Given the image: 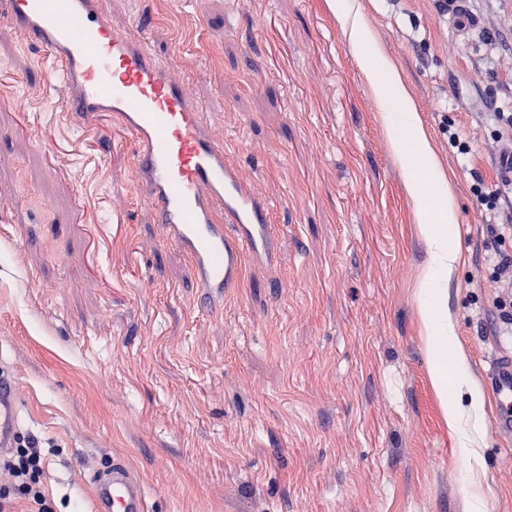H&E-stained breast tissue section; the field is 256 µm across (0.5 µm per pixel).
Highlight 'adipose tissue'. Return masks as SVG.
<instances>
[{"label":"adipose tissue","mask_w":512,"mask_h":512,"mask_svg":"<svg viewBox=\"0 0 512 512\" xmlns=\"http://www.w3.org/2000/svg\"><path fill=\"white\" fill-rule=\"evenodd\" d=\"M328 7L348 32L350 48L389 121L390 149L406 173V188L421 205L417 231L428 260L417 278L415 299L430 348V383L440 399L444 425L454 436L460 456L477 463L481 460L479 445L483 439V396L477 387L467 386L468 404L463 407L448 393L449 368L461 373L466 364L464 354L455 347V327L441 304L448 276L459 259L454 194L405 86L393 67L372 50L367 24L355 0H328Z\"/></svg>","instance_id":"1"}]
</instances>
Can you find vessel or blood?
<instances>
[{
	"instance_id": "b4317fda",
	"label": "vessel or blood",
	"mask_w": 512,
	"mask_h": 512,
	"mask_svg": "<svg viewBox=\"0 0 512 512\" xmlns=\"http://www.w3.org/2000/svg\"><path fill=\"white\" fill-rule=\"evenodd\" d=\"M0 11L51 57L50 77L68 90L63 109L81 116L82 132L108 112L130 136L162 239L186 256L206 310L223 307L247 261L274 263L271 203L226 163L224 144L200 106L170 78L144 36L113 30L105 0H0ZM487 383L497 433L512 438V353L490 360ZM20 426L15 382L1 370L0 452L14 446ZM94 498L96 512H147L141 482L118 461L95 473Z\"/></svg>"
}]
</instances>
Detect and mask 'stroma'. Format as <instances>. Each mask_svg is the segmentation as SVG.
<instances>
[{
    "label": "stroma",
    "instance_id": "35a3bbf8",
    "mask_svg": "<svg viewBox=\"0 0 512 512\" xmlns=\"http://www.w3.org/2000/svg\"><path fill=\"white\" fill-rule=\"evenodd\" d=\"M357 2L453 188L460 261L443 301L481 387L504 326L493 217L470 187L482 179L512 209L493 120L512 113V0H469L473 29L437 0ZM106 10L118 33L145 29L226 161L273 204L279 257L247 263L223 309L202 312L118 122L77 134L39 51L0 39V367L23 436L49 449L55 512H94L90 476L116 461L148 512H512V440L493 411L477 467L442 425L414 297L417 204L326 0Z\"/></svg>",
    "mask_w": 512,
    "mask_h": 512
}]
</instances>
